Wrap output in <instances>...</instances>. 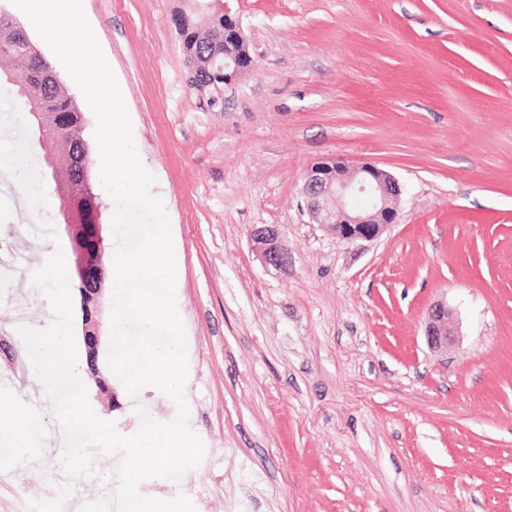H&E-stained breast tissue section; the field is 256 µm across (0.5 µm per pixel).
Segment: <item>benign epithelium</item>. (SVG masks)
I'll return each mask as SVG.
<instances>
[{"label": "benign epithelium", "mask_w": 512, "mask_h": 512, "mask_svg": "<svg viewBox=\"0 0 512 512\" xmlns=\"http://www.w3.org/2000/svg\"><path fill=\"white\" fill-rule=\"evenodd\" d=\"M197 7L198 13L209 20L210 46L219 47L224 52V83L230 84L250 67L242 25L238 17L224 9L223 0H201ZM45 160L56 181L55 189L61 201L57 224L73 244L79 280L95 300L94 306L86 310L83 331V343L88 351L94 353L101 342L99 288L106 279L102 225L71 223L69 201L89 190L87 179L60 176L64 167L58 147L50 149ZM301 193L314 223L344 240L353 241L372 240L385 227L397 223L396 202L402 188L393 176L373 164L355 167L333 157L316 162L307 169ZM253 239L265 265L275 268L286 265L288 258L277 228L260 227L254 231ZM425 333L431 350H448V344L458 335V320L448 305L438 303L429 310Z\"/></svg>", "instance_id": "7a95c632"}]
</instances>
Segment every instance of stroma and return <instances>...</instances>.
Wrapping results in <instances>:
<instances>
[{"label": "stroma", "instance_id": "35a3bbf8", "mask_svg": "<svg viewBox=\"0 0 512 512\" xmlns=\"http://www.w3.org/2000/svg\"><path fill=\"white\" fill-rule=\"evenodd\" d=\"M182 0H83L118 84L150 188L171 224L187 338L189 426L205 446L180 481L196 512H512V0H224L250 68L190 86L172 16ZM25 114L0 85V150L23 151ZM371 163L402 187L373 240L312 223L306 168ZM45 193L32 205L0 170V328L51 320L32 276L70 255ZM40 225L31 234V225ZM278 227L285 267L264 265L254 228ZM446 303L447 352L425 321ZM110 420L174 418L147 386ZM42 420L35 466L0 457L50 495L51 403L31 383L0 393ZM120 454L96 457L76 501L114 497ZM425 333L431 350L436 352L448 350V344L458 335V320L454 312L448 309L447 304L438 303L429 310Z\"/></svg>", "mask_w": 512, "mask_h": 512}]
</instances>
